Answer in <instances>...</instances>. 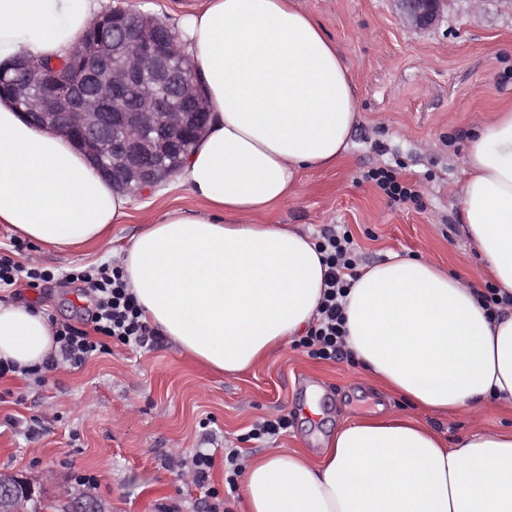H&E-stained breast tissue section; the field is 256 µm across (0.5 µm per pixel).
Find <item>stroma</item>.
Here are the masks:
<instances>
[{"label": "stroma", "mask_w": 512, "mask_h": 512, "mask_svg": "<svg viewBox=\"0 0 512 512\" xmlns=\"http://www.w3.org/2000/svg\"><path fill=\"white\" fill-rule=\"evenodd\" d=\"M202 0H104L105 6L147 11L176 26ZM322 26L346 61L359 103L343 159L302 170L293 199L273 206L266 224L311 236L349 231L361 263L390 253L421 255L489 288L462 224L458 189L468 140L476 126L512 107V0H450L431 29L414 31L398 19L392 0H296ZM394 174L417 191V203L397 205L368 180ZM205 204L175 181L133 197L106 244L58 251L24 249L53 272L31 288H0V301L44 309L50 320L92 332L91 303L70 273L109 263L143 225L167 210ZM413 414L449 440L474 429L512 427V410L489 404L478 413L441 416L413 409L380 389L351 359L310 358L293 343L235 376L208 370L166 336L152 347L112 344L83 368L48 371L45 382L17 375L0 379V471L44 476L48 499L98 479L89 494L111 512H245L242 496L225 491L223 448L245 460L270 450L298 449L318 459L336 429L378 408ZM282 414L288 430L277 441L249 439L261 418ZM213 444L208 489L168 467L173 453Z\"/></svg>", "instance_id": "stroma-1"}]
</instances>
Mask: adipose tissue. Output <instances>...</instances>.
I'll return each mask as SVG.
<instances>
[{
    "label": "adipose tissue",
    "mask_w": 512,
    "mask_h": 512,
    "mask_svg": "<svg viewBox=\"0 0 512 512\" xmlns=\"http://www.w3.org/2000/svg\"><path fill=\"white\" fill-rule=\"evenodd\" d=\"M98 0H0V63L51 60L76 47ZM180 45L215 119L181 171L204 211L164 212L121 265L143 318L185 354L235 374L311 324L326 267L314 240L259 223L289 201L303 169L336 164L358 113L349 69L293 0H204ZM460 198L468 239L500 295L512 297V108L469 141ZM125 194L62 133L0 101V224L32 243L103 242ZM346 343L384 389L439 414L492 400L512 409V307L424 257L390 255L358 271L345 299ZM58 351L47 316L0 302V361L18 368ZM248 512H512V429L447 444L405 414L350 422L318 460L274 449L252 460Z\"/></svg>",
    "instance_id": "adipose-tissue-1"
}]
</instances>
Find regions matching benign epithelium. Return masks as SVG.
<instances>
[{
  "label": "benign epithelium",
  "instance_id": "7a95c632",
  "mask_svg": "<svg viewBox=\"0 0 512 512\" xmlns=\"http://www.w3.org/2000/svg\"><path fill=\"white\" fill-rule=\"evenodd\" d=\"M394 2L410 29L433 26L448 6V0ZM91 30L102 51L91 53L83 43L68 53L81 65L80 81L70 83L67 73H50L30 58L0 70V79L33 125L67 134L114 189L142 196L178 174L174 155L184 139L205 132L212 108L189 55L171 52L178 36L160 18L114 6ZM42 499L37 480L0 472V512H34ZM66 501L68 512H108L81 492L66 493Z\"/></svg>",
  "mask_w": 512,
  "mask_h": 512
}]
</instances>
